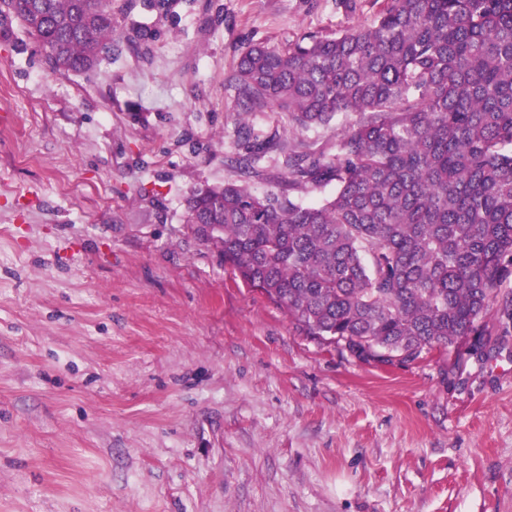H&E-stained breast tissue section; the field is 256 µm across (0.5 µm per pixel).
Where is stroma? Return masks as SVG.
Instances as JSON below:
<instances>
[{
    "label": "stroma",
    "instance_id": "35a3bbf8",
    "mask_svg": "<svg viewBox=\"0 0 512 512\" xmlns=\"http://www.w3.org/2000/svg\"><path fill=\"white\" fill-rule=\"evenodd\" d=\"M384 0H112L90 74L0 40V512H512V333L367 364L184 222L251 46Z\"/></svg>",
    "mask_w": 512,
    "mask_h": 512
}]
</instances>
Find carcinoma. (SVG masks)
<instances>
[{
  "instance_id": "obj_1",
  "label": "carcinoma",
  "mask_w": 512,
  "mask_h": 512,
  "mask_svg": "<svg viewBox=\"0 0 512 512\" xmlns=\"http://www.w3.org/2000/svg\"><path fill=\"white\" fill-rule=\"evenodd\" d=\"M17 28L61 73L118 41L108 0H0V39ZM230 83L245 153L184 218L246 286L366 363L485 336L492 309L512 330V0H385L367 28L251 47ZM266 110L292 136L253 139ZM339 116L334 152L298 137ZM270 152L282 180L258 196Z\"/></svg>"
}]
</instances>
